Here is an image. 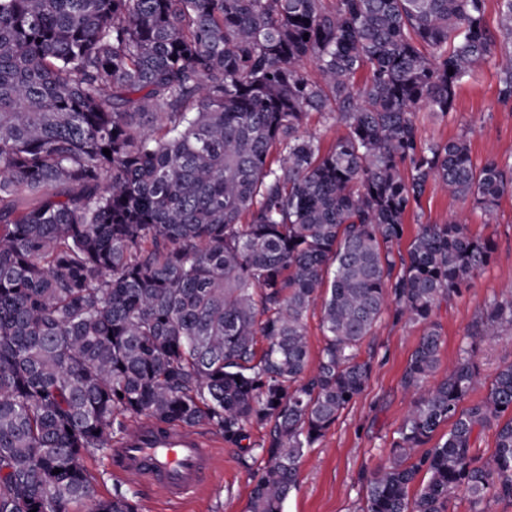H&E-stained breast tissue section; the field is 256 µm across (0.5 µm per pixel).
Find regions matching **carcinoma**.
Masks as SVG:
<instances>
[{
    "instance_id": "cac0c4a2",
    "label": "carcinoma",
    "mask_w": 512,
    "mask_h": 512,
    "mask_svg": "<svg viewBox=\"0 0 512 512\" xmlns=\"http://www.w3.org/2000/svg\"><path fill=\"white\" fill-rule=\"evenodd\" d=\"M499 10L493 30L485 0H0V512H138L120 484L95 498L84 460L142 418L237 447L266 429L242 449L262 462L247 512H282L385 314L423 334L359 512L512 500V363L462 407L485 383L477 342L512 335V292L434 380L436 311L494 240L449 221L394 249L430 182L490 218L512 190V161L476 166L467 136L427 143L415 121L452 112L497 50L512 101V0ZM323 112L347 127L325 152L303 130Z\"/></svg>"
}]
</instances>
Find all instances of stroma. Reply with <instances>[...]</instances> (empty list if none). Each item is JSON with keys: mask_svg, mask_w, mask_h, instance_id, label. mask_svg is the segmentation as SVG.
Returning <instances> with one entry per match:
<instances>
[{"mask_svg": "<svg viewBox=\"0 0 512 512\" xmlns=\"http://www.w3.org/2000/svg\"><path fill=\"white\" fill-rule=\"evenodd\" d=\"M498 56L481 62L471 78L460 83L453 112L432 117L420 112L424 140L445 142L468 133L475 164L487 159H512V103L498 98ZM457 219L469 224L473 235L495 242L491 263L462 295L442 305L437 319L443 329L441 366H448L459 352L463 336L484 305L512 283V192L503 195L493 216L455 200L438 185H429L417 212L409 214L399 251H407L422 224H442ZM422 334L421 327L404 326L383 318L361 347L373 359L363 392L341 413L322 442L304 456L298 470V487L284 502L283 512H355L361 497L358 476L386 453L392 436L408 410L401 377ZM239 448L219 444V458L212 480L204 490L184 502H173L162 491L143 488L122 477L112 466V456L97 453L85 464L97 478V497L111 494L124 483L135 495L139 512H247L252 490L248 469Z\"/></svg>", "mask_w": 512, "mask_h": 512, "instance_id": "obj_1", "label": "stroma"}]
</instances>
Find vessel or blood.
<instances>
[{
  "label": "vessel or blood",
  "mask_w": 512,
  "mask_h": 512,
  "mask_svg": "<svg viewBox=\"0 0 512 512\" xmlns=\"http://www.w3.org/2000/svg\"><path fill=\"white\" fill-rule=\"evenodd\" d=\"M112 463L119 473L182 500L209 483L214 472L213 444L196 432L163 431L157 423L146 422L113 448Z\"/></svg>",
  "instance_id": "vessel-or-blood-1"
}]
</instances>
